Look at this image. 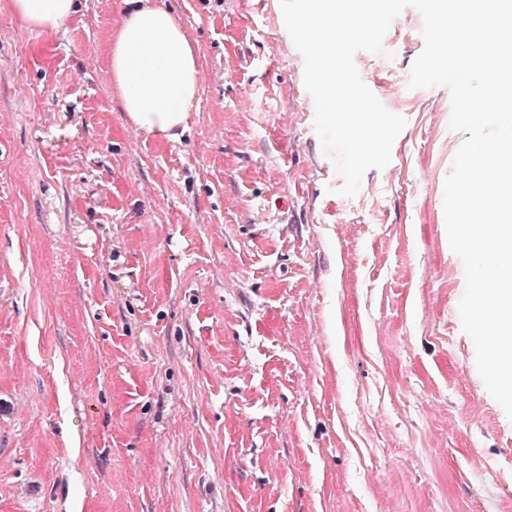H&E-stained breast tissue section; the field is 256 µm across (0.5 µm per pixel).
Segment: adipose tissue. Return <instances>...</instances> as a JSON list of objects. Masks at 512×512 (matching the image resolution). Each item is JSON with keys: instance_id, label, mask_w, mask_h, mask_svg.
I'll use <instances>...</instances> for the list:
<instances>
[{"instance_id": "ef3b65f1", "label": "adipose tissue", "mask_w": 512, "mask_h": 512, "mask_svg": "<svg viewBox=\"0 0 512 512\" xmlns=\"http://www.w3.org/2000/svg\"><path fill=\"white\" fill-rule=\"evenodd\" d=\"M11 14L43 32L75 12V0H7ZM109 73L130 125L178 140L198 101L201 79L193 46L178 16L154 0H133L112 35Z\"/></svg>"}]
</instances>
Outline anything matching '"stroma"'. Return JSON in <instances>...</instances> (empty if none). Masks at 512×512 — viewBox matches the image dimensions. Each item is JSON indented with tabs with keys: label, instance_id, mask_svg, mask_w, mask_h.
<instances>
[{
	"label": "stroma",
	"instance_id": "35a3bbf8",
	"mask_svg": "<svg viewBox=\"0 0 512 512\" xmlns=\"http://www.w3.org/2000/svg\"><path fill=\"white\" fill-rule=\"evenodd\" d=\"M161 2L206 77L177 141L112 93L123 0L0 10V512H512L419 10L354 56L406 124L344 197L280 0ZM11 14L23 24L54 32L75 12V0H6Z\"/></svg>",
	"mask_w": 512,
	"mask_h": 512
}]
</instances>
